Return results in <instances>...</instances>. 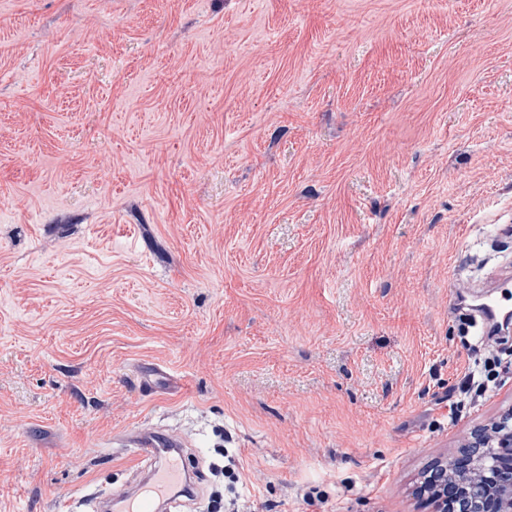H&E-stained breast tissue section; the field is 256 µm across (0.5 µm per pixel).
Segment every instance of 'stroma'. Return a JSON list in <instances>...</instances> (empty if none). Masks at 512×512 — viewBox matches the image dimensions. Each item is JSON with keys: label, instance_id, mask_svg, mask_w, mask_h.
Segmentation results:
<instances>
[{"label": "stroma", "instance_id": "stroma-1", "mask_svg": "<svg viewBox=\"0 0 512 512\" xmlns=\"http://www.w3.org/2000/svg\"><path fill=\"white\" fill-rule=\"evenodd\" d=\"M505 272L512 0H0V512L144 427L200 459L168 512L220 448L247 512H430L512 409L458 392Z\"/></svg>", "mask_w": 512, "mask_h": 512}]
</instances>
